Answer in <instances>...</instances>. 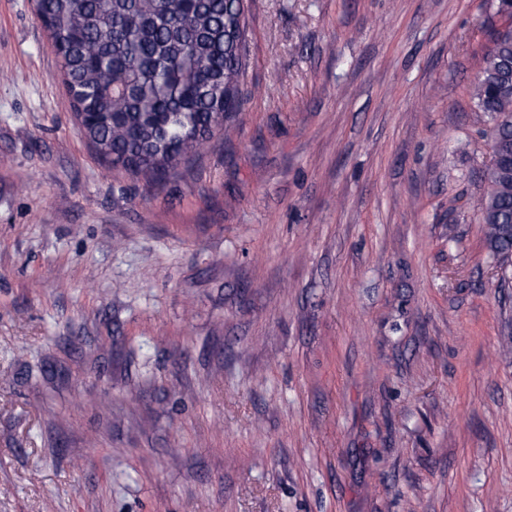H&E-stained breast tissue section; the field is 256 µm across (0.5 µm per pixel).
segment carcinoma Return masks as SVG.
<instances>
[{
    "label": "carcinoma",
    "instance_id": "1",
    "mask_svg": "<svg viewBox=\"0 0 512 512\" xmlns=\"http://www.w3.org/2000/svg\"><path fill=\"white\" fill-rule=\"evenodd\" d=\"M248 0H41L69 108L98 158L153 188L229 135L244 100ZM473 91L493 144L512 146V92L500 62L512 30L493 29ZM488 257L512 265V167L481 171Z\"/></svg>",
    "mask_w": 512,
    "mask_h": 512
}]
</instances>
